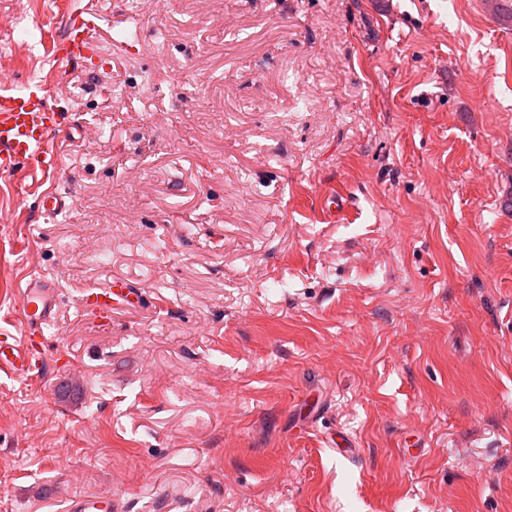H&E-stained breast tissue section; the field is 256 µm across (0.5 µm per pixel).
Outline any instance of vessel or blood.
I'll return each mask as SVG.
<instances>
[{
	"label": "vessel or blood",
	"instance_id": "obj_1",
	"mask_svg": "<svg viewBox=\"0 0 512 512\" xmlns=\"http://www.w3.org/2000/svg\"><path fill=\"white\" fill-rule=\"evenodd\" d=\"M98 10L70 14L66 35L53 42L50 53L62 67L82 66L97 48ZM60 85L29 79L15 85L0 84V175L13 176L24 171L32 175L51 174L57 165L56 144L62 127V114L55 106ZM139 300L137 289L122 280L89 291L86 305L108 318L116 306ZM59 307L56 288L42 275H33L19 290L17 314L22 336L0 333V372L14 376L30 375L43 361L48 344L46 331ZM119 497L85 493L70 500L67 512H122Z\"/></svg>",
	"mask_w": 512,
	"mask_h": 512
}]
</instances>
